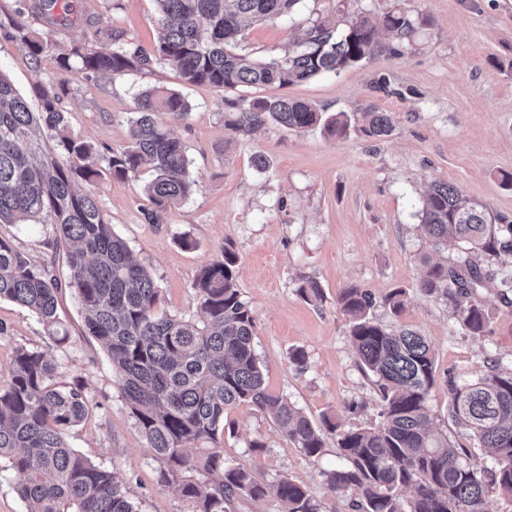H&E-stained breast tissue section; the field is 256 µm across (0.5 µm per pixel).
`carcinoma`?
Returning a JSON list of instances; mask_svg holds the SVG:
<instances>
[{
  "label": "carcinoma",
  "mask_w": 512,
  "mask_h": 512,
  "mask_svg": "<svg viewBox=\"0 0 512 512\" xmlns=\"http://www.w3.org/2000/svg\"><path fill=\"white\" fill-rule=\"evenodd\" d=\"M301 0H156L158 35L152 49L111 33V46L96 49L82 38L60 52L25 21H12L5 38L22 44L34 61L55 56L61 74L120 76L173 66L188 84L236 90L300 84L322 74L365 62L380 52L379 30L408 44L417 21L402 11L385 13L379 24L357 15L340 30L314 21L292 50L257 59L239 48L248 24L290 16ZM47 24L67 21L59 0L21 4ZM38 111L0 73V224H48L56 248L66 251L69 287L83 311L89 335L106 347L123 397L160 467L161 483L193 502V512H233L244 498L274 494L284 512H321L301 485L288 479L259 482L253 473L224 460L220 446L226 411L241 405L267 413L308 457L324 452L326 434L347 460L327 473L332 489L360 494L356 512H482L486 489L512 493V372L492 368L475 382L449 385L448 418L464 427L479 447L493 455L484 470L462 460L458 448L433 437L426 400L435 385V365L424 337L411 330L384 328L374 317L372 295L356 286L342 291L339 304L348 318V336L363 368L373 376L379 421L371 427L338 429L323 418L314 423L288 399L269 393L254 349L255 318L236 280L239 262L226 245L221 258L201 268L194 288L203 320L159 311V288L129 245L112 230L94 195L76 188L102 175L127 179L150 173L144 191L147 220L194 192L197 182L184 145L160 121L184 120L191 104L172 89L142 92L128 118L130 143L109 157L72 135L58 93L38 89ZM226 124L239 137L267 125L294 132L317 127L345 136H389L387 112L370 109L354 117L327 114L317 105L287 97L227 99ZM418 230L435 250L463 243L454 256L431 265L418 288L453 302L463 332H487L489 314L482 292H512V276L489 267L512 257V222L496 221L469 203L460 189L436 181L419 210ZM59 285L49 262L32 264L10 240L0 237V299L35 314L52 332L62 325ZM306 301L322 302L321 286L302 280ZM55 364L42 352L18 350L10 379L0 384V459L22 477L20 494L29 512H140L115 475L72 448L69 432L85 417L84 386L60 387ZM197 449L192 454L190 449ZM413 489L410 509L398 491Z\"/></svg>",
  "instance_id": "carcinoma-1"
}]
</instances>
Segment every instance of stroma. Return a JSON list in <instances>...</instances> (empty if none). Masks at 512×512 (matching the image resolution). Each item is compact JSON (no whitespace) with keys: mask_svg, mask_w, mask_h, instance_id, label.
I'll list each match as a JSON object with an SVG mask.
<instances>
[{"mask_svg":"<svg viewBox=\"0 0 512 512\" xmlns=\"http://www.w3.org/2000/svg\"><path fill=\"white\" fill-rule=\"evenodd\" d=\"M18 7L17 0H0V73L29 98L38 87L58 90L70 130L101 155L128 144V118L139 92L173 89L192 106L186 119L169 127L184 144L199 185L160 223L143 215L147 175L121 180L106 174L87 186L114 233L152 271L164 311L199 317L197 272L220 258L222 246L232 245L269 392L288 398L312 421L328 415L342 428H359L377 423L379 408L338 297L349 286L367 290L378 322L415 331L430 346L436 367L427 398L433 434L468 448L479 466H492L467 430L449 419L448 384L475 381L492 365L512 370V304L497 291L484 292L489 330L464 335L452 303L417 286L427 261L439 256L417 230L416 213L431 183L445 181L491 216L512 221V186L503 182L512 174V0H301L288 18L243 32L241 48L266 57L287 49L318 19L333 18L342 29L357 15L374 20L395 7L418 18L411 45L385 36L373 59L340 74L244 92L249 99L288 96L328 113H391L394 130L381 139L275 127L235 136L224 124V91L184 83L165 63L116 78L61 75L54 56L33 61L23 45L2 38ZM156 12L155 0H70L64 24L42 23L38 30L62 47L117 30L149 49L156 41ZM382 77L389 83L384 91L376 87ZM258 154L267 158L266 170L254 169ZM0 236L34 262L55 258L57 276L67 278L50 225L0 224ZM305 278L319 282L322 303L300 297L297 288ZM397 288L406 296L396 311L386 298ZM58 311L63 326L55 338L26 308L0 300V382L9 378L18 349L45 353L57 366L56 382L82 383L89 399L86 417L70 434L71 446L111 471L140 512H192L190 502L162 486L159 465L129 412L107 351L87 333L71 289L60 292ZM296 348L307 355L305 369L289 360ZM225 420L235 427L220 443L225 459L246 466L261 482L286 478L302 485L322 512H352L357 492L334 490L326 478L345 465L335 439H328L321 456L308 457L257 408L235 407ZM256 438L264 442L263 451H250Z\"/></svg>","mask_w":512,"mask_h":512,"instance_id":"obj_1","label":"stroma"}]
</instances>
